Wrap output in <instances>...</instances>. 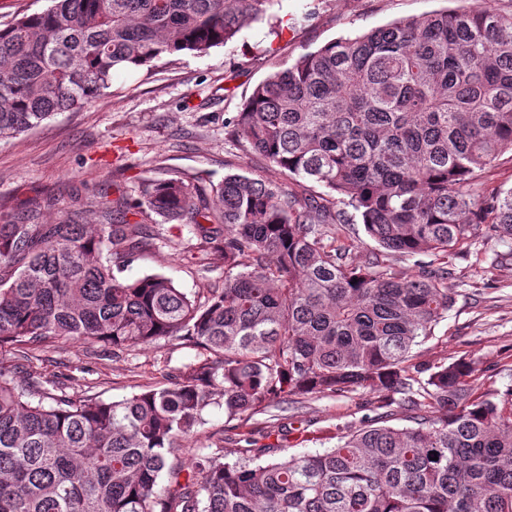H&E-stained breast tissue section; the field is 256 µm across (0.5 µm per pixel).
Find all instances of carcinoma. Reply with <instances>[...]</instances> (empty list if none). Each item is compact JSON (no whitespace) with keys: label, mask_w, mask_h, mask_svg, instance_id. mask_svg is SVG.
<instances>
[{"label":"carcinoma","mask_w":512,"mask_h":512,"mask_svg":"<svg viewBox=\"0 0 512 512\" xmlns=\"http://www.w3.org/2000/svg\"><path fill=\"white\" fill-rule=\"evenodd\" d=\"M51 2L0 27L1 140L102 99L120 71L204 54L253 22L283 30L277 0ZM232 134L303 192L145 177L136 209L103 196L56 224L27 210L0 224V346L17 359L60 337L199 349L170 385L118 402L20 388L18 364L0 362V512H512V387H483L461 358L424 378L413 352L454 304L448 263L481 235L512 237V186L480 179L512 153V11L330 41L260 82ZM87 206L99 223H82ZM351 211L378 251L340 242ZM149 213L195 224L197 252L224 256L223 285L198 300L162 274L122 276L153 246L128 215ZM394 255L430 261L410 274ZM360 389L406 404L413 425L347 426L289 458L252 425ZM217 394L247 427L234 460L186 447Z\"/></svg>","instance_id":"cac0c4a2"}]
</instances>
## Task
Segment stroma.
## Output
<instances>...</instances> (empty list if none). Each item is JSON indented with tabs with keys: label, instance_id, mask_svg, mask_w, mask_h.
<instances>
[{
	"label": "stroma",
	"instance_id": "obj_1",
	"mask_svg": "<svg viewBox=\"0 0 512 512\" xmlns=\"http://www.w3.org/2000/svg\"><path fill=\"white\" fill-rule=\"evenodd\" d=\"M483 0H280L279 15L306 16L300 31L271 39L268 27L254 23L233 41L201 55L178 54L151 69L114 76L102 100L63 112L39 128L0 140V224L18 211H34L39 223L66 218L76 198L106 194L139 200L141 178L169 179L198 174L213 182L241 173L275 181L281 173L231 134L230 124L257 84L283 64L294 62L343 35L427 13L470 10ZM151 249L127 268L137 278L159 273L187 295L207 283L224 281V263L211 257L208 271L187 258L197 242L193 225L149 221ZM481 263L453 260L448 291L455 303L419 348L418 360L432 367L460 357L476 361L495 387L512 386V261L495 254L512 249V239H478ZM197 349L170 338L113 353L110 345L57 339L28 353L14 376L27 386L31 377L54 384L68 395L88 394L120 401L167 384V372L196 361ZM283 434L281 456L315 453L336 443L339 429L367 424L377 415L375 398L360 390L345 396L314 395L277 408ZM206 424L191 440L194 449L223 444L235 458L237 444L227 432L236 423L223 404L205 413Z\"/></svg>",
	"mask_w": 512,
	"mask_h": 512
}]
</instances>
